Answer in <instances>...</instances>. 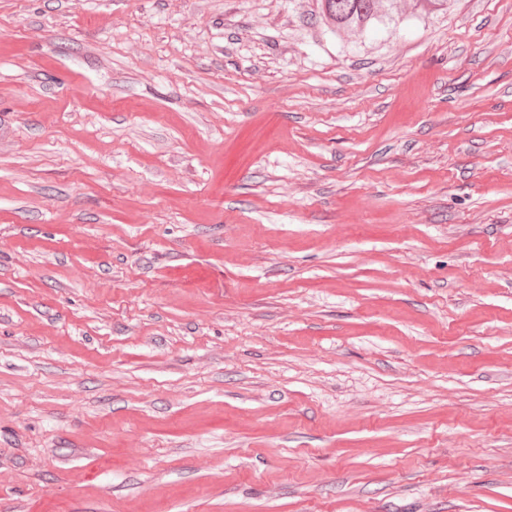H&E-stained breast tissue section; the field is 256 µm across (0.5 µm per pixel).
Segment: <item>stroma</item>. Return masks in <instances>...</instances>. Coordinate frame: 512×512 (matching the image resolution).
Instances as JSON below:
<instances>
[{
	"mask_svg": "<svg viewBox=\"0 0 512 512\" xmlns=\"http://www.w3.org/2000/svg\"><path fill=\"white\" fill-rule=\"evenodd\" d=\"M0 0V512H512V0ZM325 20L337 28L360 31L388 29L395 20L382 9V0H319Z\"/></svg>",
	"mask_w": 512,
	"mask_h": 512,
	"instance_id": "35a3bbf8",
	"label": "stroma"
}]
</instances>
